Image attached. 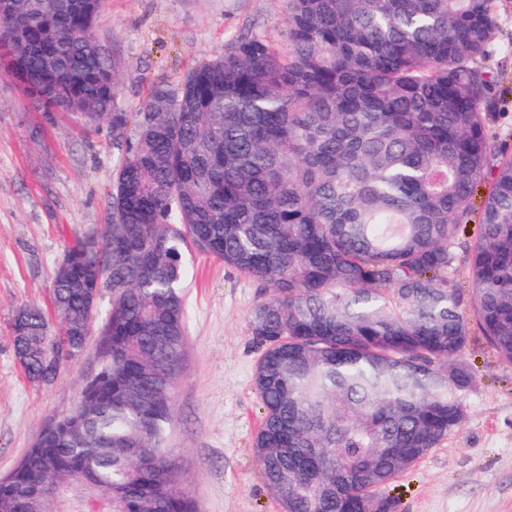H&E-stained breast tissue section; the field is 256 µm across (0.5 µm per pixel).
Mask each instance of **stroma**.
<instances>
[{"label":"stroma","instance_id":"obj_1","mask_svg":"<svg viewBox=\"0 0 512 512\" xmlns=\"http://www.w3.org/2000/svg\"><path fill=\"white\" fill-rule=\"evenodd\" d=\"M285 18L286 0H107L95 32L121 77L117 109L144 111L155 90H177L240 37L285 46ZM485 66L503 99L494 132L512 145V0H501ZM118 160L111 123L88 128L44 111L0 74V475L72 406L96 364L93 337L51 385L31 383L14 354L12 321L26 303L51 308L66 248L101 234ZM187 264L186 365L169 438L182 485L199 512H280L251 451L261 347L248 319L269 290L196 250ZM465 356L476 372L462 395L466 418L390 486L399 512H512V364L479 338Z\"/></svg>","mask_w":512,"mask_h":512}]
</instances>
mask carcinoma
<instances>
[{
    "label": "carcinoma",
    "instance_id": "carcinoma-1",
    "mask_svg": "<svg viewBox=\"0 0 512 512\" xmlns=\"http://www.w3.org/2000/svg\"><path fill=\"white\" fill-rule=\"evenodd\" d=\"M105 5L16 0L0 21L6 75L83 125L112 121L121 150L98 248L67 249L54 316L30 303L25 333L12 325L42 385L100 333L97 379L0 482V512H196L168 448L193 249L271 288L248 320L252 452L282 512H398L387 487L465 418L470 321L512 364V154L483 65L500 0H287L286 48L237 40L134 117L94 34ZM84 269L112 281L101 328Z\"/></svg>",
    "mask_w": 512,
    "mask_h": 512
}]
</instances>
